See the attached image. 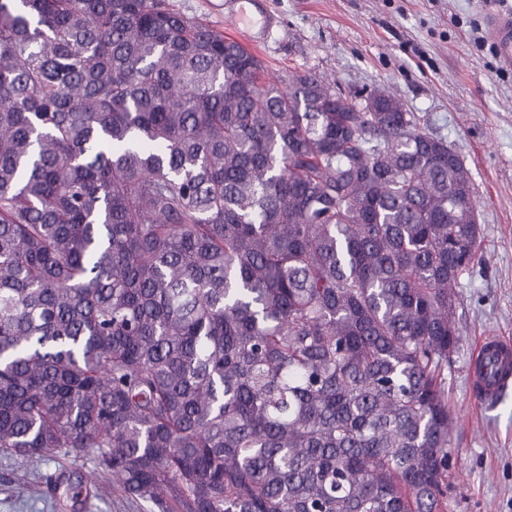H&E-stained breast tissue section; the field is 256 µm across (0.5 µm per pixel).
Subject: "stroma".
<instances>
[{"mask_svg":"<svg viewBox=\"0 0 512 512\" xmlns=\"http://www.w3.org/2000/svg\"><path fill=\"white\" fill-rule=\"evenodd\" d=\"M280 20L256 48L271 81L312 72L350 101L386 90L463 157L483 232L482 258L462 276L460 344L448 366L454 421L447 512H512V389L474 401L470 359L481 337L512 339V66L488 33L490 10L512 0H267ZM97 472L103 497L75 496L77 476ZM63 477L55 496L41 475ZM0 512H150L128 502L90 454L57 450L35 461L0 455Z\"/></svg>","mask_w":512,"mask_h":512,"instance_id":"1","label":"stroma"}]
</instances>
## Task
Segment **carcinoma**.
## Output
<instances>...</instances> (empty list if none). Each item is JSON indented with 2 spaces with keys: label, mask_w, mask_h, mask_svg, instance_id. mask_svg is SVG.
I'll use <instances>...</instances> for the list:
<instances>
[{
  "label": "carcinoma",
  "mask_w": 512,
  "mask_h": 512,
  "mask_svg": "<svg viewBox=\"0 0 512 512\" xmlns=\"http://www.w3.org/2000/svg\"><path fill=\"white\" fill-rule=\"evenodd\" d=\"M166 0H0V453L153 512H445L464 160Z\"/></svg>",
  "instance_id": "1"
}]
</instances>
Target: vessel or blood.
<instances>
[{
  "label": "vessel or blood",
  "instance_id": "1",
  "mask_svg": "<svg viewBox=\"0 0 512 512\" xmlns=\"http://www.w3.org/2000/svg\"><path fill=\"white\" fill-rule=\"evenodd\" d=\"M224 17L254 47L265 44L275 24L265 0H225ZM488 28L501 60L512 64V14H490ZM470 378L472 391L482 402L488 395L511 388L512 342L497 336L483 337L471 358Z\"/></svg>",
  "mask_w": 512,
  "mask_h": 512
}]
</instances>
